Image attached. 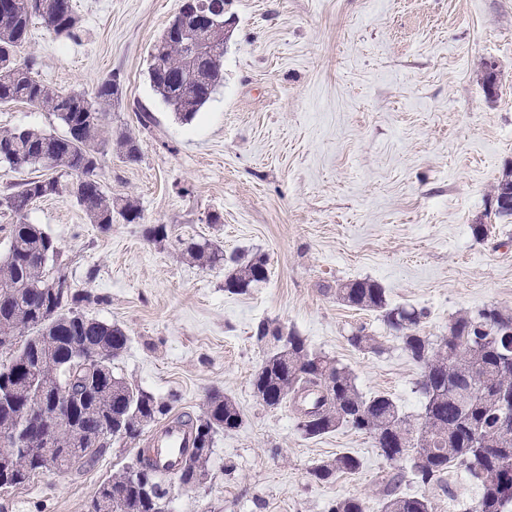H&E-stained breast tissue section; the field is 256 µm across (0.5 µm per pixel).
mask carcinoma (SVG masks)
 <instances>
[{
    "label": "carcinoma",
    "instance_id": "carcinoma-1",
    "mask_svg": "<svg viewBox=\"0 0 512 512\" xmlns=\"http://www.w3.org/2000/svg\"><path fill=\"white\" fill-rule=\"evenodd\" d=\"M41 24L59 37H74L79 19L71 0H0V106L26 103L54 114L67 128L60 137L33 128L0 129V163L15 171H64L85 178L71 183L68 193L93 224L103 230L119 215L129 223L142 219L129 199L112 198L97 177L99 155L115 147L135 161L136 138L112 128L110 109L123 88L109 75L90 94L62 93L46 86L32 57L22 61L20 50L31 29ZM151 87L168 107L188 121L209 100L222 80L221 64L193 70L187 64L181 34L160 37L150 51ZM60 193L55 177L30 178L0 198L16 217L10 225L8 251L0 258V353L9 360L0 365V489L28 485L43 475L41 460L48 455L59 468L76 476L97 463L114 438L142 440L148 430L166 419L174 399H158L140 386L114 375L112 362L126 348L128 336L112 324L89 318L81 305L95 300L88 292L66 287L67 272L45 262L57 255L54 239L28 219L31 206ZM497 218L512 217V172L493 188ZM182 254L208 269L226 271L224 288L242 294L267 280L265 255L241 251L224 258V251L208 241L178 239ZM336 298L363 311L378 313L404 350L419 366L418 390L426 402L419 427L388 395L370 398L359 392L350 371L327 357L312 353L305 340L279 325L260 323L256 339L268 337L274 350L254 373L253 393L265 405L285 402L302 405L295 412L297 430L307 439L347 426L370 435L374 447L391 463L407 459L410 472L427 485H442L452 467H461L478 489L470 512H506L512 504V430L499 426L501 397L512 394V312L497 306L461 312L448 335L433 343L420 332L424 310L389 306L385 290L370 280H351L336 288ZM360 350L381 351L376 339L361 326L349 336ZM101 351L97 359H69L74 352ZM53 389L62 386L75 408L72 428L57 443L25 451L27 435L21 428L20 403L33 380ZM192 434V446L173 475L160 472L137 456L100 484L89 512H168V484L193 486L207 476L216 437L242 424L236 402L211 391L201 413L178 415ZM361 468L359 458L338 454L314 466L309 475L327 482L338 474ZM329 512H369L358 498L338 499ZM379 512H432L426 497L404 496L396 477L385 484Z\"/></svg>",
    "mask_w": 512,
    "mask_h": 512
}]
</instances>
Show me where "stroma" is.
<instances>
[{
    "label": "stroma",
    "mask_w": 512,
    "mask_h": 512,
    "mask_svg": "<svg viewBox=\"0 0 512 512\" xmlns=\"http://www.w3.org/2000/svg\"><path fill=\"white\" fill-rule=\"evenodd\" d=\"M227 2L224 79L189 121L148 76L149 51L181 0H71L78 40L33 29L24 51L51 88L90 93L119 77L112 126L138 140L140 156L109 151L98 176L142 221L101 230L65 192L37 201L29 220L56 241L73 288L94 295L84 313L129 336L116 376L174 398L178 413H200L214 389L241 410L203 483L171 485L170 512H329L348 497L374 508L396 474L400 493L428 495L434 512H468L478 491L463 470L443 487L423 485L369 435L340 428L306 439L288 405L260 402L251 378L269 347L254 331L267 320L295 330L347 367L364 395L386 393L414 417L418 366L379 316L337 300L336 285L378 281L393 305L426 310L421 332L433 339L460 312L512 310V219L494 221L487 240L472 233L512 171V0ZM15 127L66 132L51 113L0 107V129ZM149 224L167 225L171 238L147 241ZM181 237L261 252L268 278L229 293L222 271L182 254ZM359 326L381 353L350 345ZM136 452L113 441L81 478L54 472L0 492V512H88ZM341 452L360 459L359 471L311 479L312 466Z\"/></svg>",
    "instance_id": "35a3bbf8"
}]
</instances>
